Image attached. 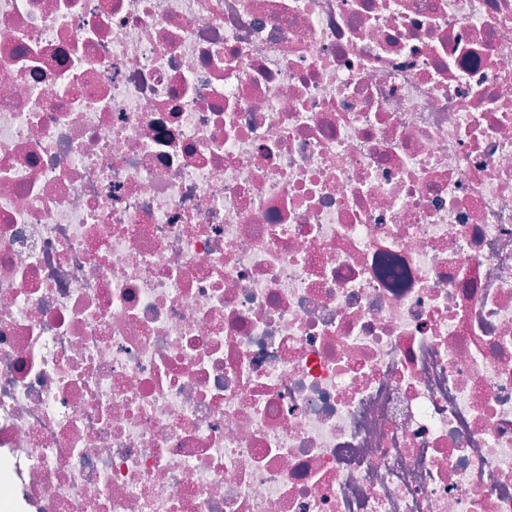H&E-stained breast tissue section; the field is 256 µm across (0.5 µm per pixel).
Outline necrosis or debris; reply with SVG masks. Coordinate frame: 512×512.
Segmentation results:
<instances>
[{"label":"necrosis or debris","instance_id":"obj_1","mask_svg":"<svg viewBox=\"0 0 512 512\" xmlns=\"http://www.w3.org/2000/svg\"><path fill=\"white\" fill-rule=\"evenodd\" d=\"M0 512H512V0H0Z\"/></svg>","mask_w":512,"mask_h":512}]
</instances>
